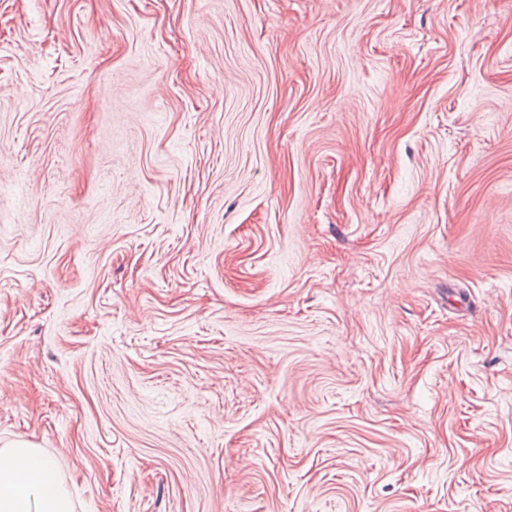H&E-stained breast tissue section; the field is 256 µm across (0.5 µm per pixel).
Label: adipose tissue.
Returning <instances> with one entry per match:
<instances>
[{"instance_id":"obj_1","label":"adipose tissue","mask_w":512,"mask_h":512,"mask_svg":"<svg viewBox=\"0 0 512 512\" xmlns=\"http://www.w3.org/2000/svg\"><path fill=\"white\" fill-rule=\"evenodd\" d=\"M0 512H72L54 464L30 442L0 446Z\"/></svg>"}]
</instances>
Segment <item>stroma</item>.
<instances>
[{"label":"stroma","instance_id":"35a3bbf8","mask_svg":"<svg viewBox=\"0 0 512 512\" xmlns=\"http://www.w3.org/2000/svg\"><path fill=\"white\" fill-rule=\"evenodd\" d=\"M74 512H512V0H0V446Z\"/></svg>","mask_w":512,"mask_h":512}]
</instances>
